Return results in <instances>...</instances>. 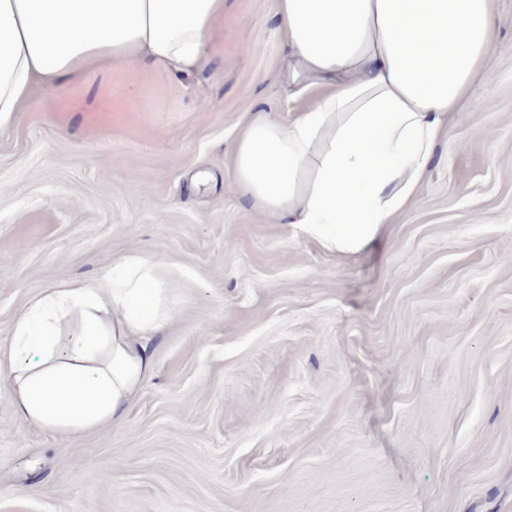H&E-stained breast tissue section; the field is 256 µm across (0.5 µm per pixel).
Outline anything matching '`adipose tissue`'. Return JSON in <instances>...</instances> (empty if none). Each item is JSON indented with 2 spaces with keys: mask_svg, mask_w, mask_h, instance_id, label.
I'll list each match as a JSON object with an SVG mask.
<instances>
[{
  "mask_svg": "<svg viewBox=\"0 0 512 512\" xmlns=\"http://www.w3.org/2000/svg\"><path fill=\"white\" fill-rule=\"evenodd\" d=\"M278 16L299 108L246 122L234 185L255 210L354 255L415 199L501 20L493 0H278ZM223 21L224 0H0V128L36 94L95 71H195ZM125 264L124 287L107 274L64 281L16 319L11 395L23 422L80 435L126 416L171 308L153 262Z\"/></svg>",
  "mask_w": 512,
  "mask_h": 512,
  "instance_id": "obj_1",
  "label": "adipose tissue"
}]
</instances>
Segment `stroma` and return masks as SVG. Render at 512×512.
<instances>
[{
	"label": "stroma",
	"mask_w": 512,
	"mask_h": 512,
	"mask_svg": "<svg viewBox=\"0 0 512 512\" xmlns=\"http://www.w3.org/2000/svg\"><path fill=\"white\" fill-rule=\"evenodd\" d=\"M408 210L344 258L233 188L295 105L277 0H224L205 65L41 94L0 129V512H512V0ZM128 256L172 317L122 423L21 422L17 317Z\"/></svg>",
	"instance_id": "stroma-1"
}]
</instances>
